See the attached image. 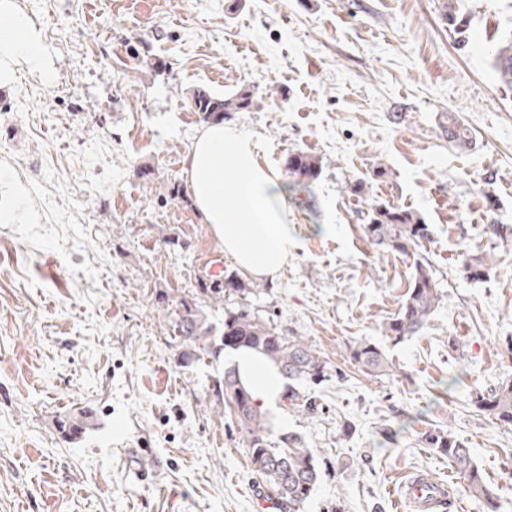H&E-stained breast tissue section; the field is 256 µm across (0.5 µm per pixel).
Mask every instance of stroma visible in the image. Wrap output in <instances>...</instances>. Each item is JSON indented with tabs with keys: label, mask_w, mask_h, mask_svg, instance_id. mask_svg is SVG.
<instances>
[{
	"label": "stroma",
	"mask_w": 512,
	"mask_h": 512,
	"mask_svg": "<svg viewBox=\"0 0 512 512\" xmlns=\"http://www.w3.org/2000/svg\"><path fill=\"white\" fill-rule=\"evenodd\" d=\"M12 0L48 73L18 67L0 88V512H256L263 485L214 388L223 363L177 365L171 299L210 264L235 265L198 217L183 156L203 127L196 90L253 89L228 121L288 183L289 153L321 165L288 200L297 250L248 303L325 360L302 384L313 412L271 406L322 467L306 512H410L413 472L449 483L448 512H486L424 431L465 440L512 512V426L474 407L512 378V86L494 67L512 0ZM470 133L448 139V118ZM367 187L364 200L350 193ZM183 195L171 199L169 188ZM415 211L432 230L418 252L441 300L425 328L391 344L382 323L404 301L412 259L372 245L363 203ZM488 255L483 281L465 256ZM358 340L393 371L365 377ZM97 424L66 440L77 407ZM348 358L365 377L376 379L389 374L392 369L383 349L367 341H355L349 345Z\"/></svg>",
	"instance_id": "35a3bbf8"
}]
</instances>
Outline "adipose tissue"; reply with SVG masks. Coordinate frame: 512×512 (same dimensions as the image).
<instances>
[{
	"instance_id": "ef3b65f1",
	"label": "adipose tissue",
	"mask_w": 512,
	"mask_h": 512,
	"mask_svg": "<svg viewBox=\"0 0 512 512\" xmlns=\"http://www.w3.org/2000/svg\"><path fill=\"white\" fill-rule=\"evenodd\" d=\"M45 71L44 48L22 15L0 27V87L8 86L17 66ZM189 195L202 223L224 244L246 276L275 280L296 247L288 222L285 191L258 165L256 144L238 128L221 122L203 127L184 159ZM232 365L261 403H276L280 376L262 357L237 352Z\"/></svg>"
}]
</instances>
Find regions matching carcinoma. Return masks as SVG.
<instances>
[{
  "instance_id": "cac0c4a2",
  "label": "carcinoma",
  "mask_w": 512,
  "mask_h": 512,
  "mask_svg": "<svg viewBox=\"0 0 512 512\" xmlns=\"http://www.w3.org/2000/svg\"><path fill=\"white\" fill-rule=\"evenodd\" d=\"M500 80L512 84V38L506 40L496 57ZM258 106L254 91L240 89L222 97L205 91L192 94L191 108L210 120L220 111L229 116ZM288 173L294 180L286 185L288 193L303 191L319 174L318 160L307 152L297 151L287 159ZM366 235L371 244L384 253L409 257L414 261L412 285L399 311L382 324V334L398 344L424 329L437 307L440 292L433 270L417 258L416 247L429 239V225L413 211L375 201L361 211ZM464 272L472 279L484 277L489 270L486 260L473 255L463 261ZM202 295L215 300L236 297L234 306L224 310V323L214 324L200 302L185 298L175 301L168 336L180 350L179 366L189 367L206 360L214 363L224 353L252 351L273 364L288 380L279 404L287 411L313 410V401L305 397L298 385L318 381L327 372L326 362L318 351L300 337L285 336L248 305L250 285L234 271H224V285L204 288ZM350 362L366 377L389 374L392 364L383 349L367 341L348 346ZM217 398L228 403L234 422L240 429L252 473L271 490L284 512H304L314 492L321 468L313 450L305 447L297 433L274 431L269 412L258 403L253 391L233 367L224 369L223 380L216 383ZM475 407L500 423L512 425V378L497 383L487 393L473 400ZM59 433L76 440L95 426V415L87 407L77 408L56 420ZM423 439L428 447L448 458L462 480L468 495L486 503L488 512H496L494 496L482 470L474 462L468 444L450 431L428 430Z\"/></svg>"
}]
</instances>
